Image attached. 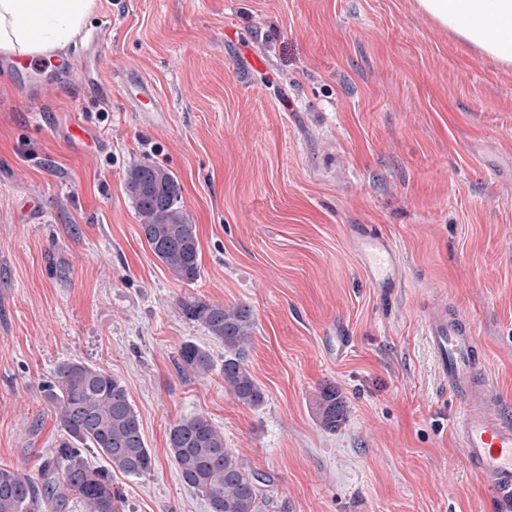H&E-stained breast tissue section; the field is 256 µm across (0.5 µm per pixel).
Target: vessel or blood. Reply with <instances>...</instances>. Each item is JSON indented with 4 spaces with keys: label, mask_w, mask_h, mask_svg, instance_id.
<instances>
[{
    "label": "vessel or blood",
    "mask_w": 512,
    "mask_h": 512,
    "mask_svg": "<svg viewBox=\"0 0 512 512\" xmlns=\"http://www.w3.org/2000/svg\"><path fill=\"white\" fill-rule=\"evenodd\" d=\"M129 100L142 118L170 110L167 97L139 74L128 76ZM356 254L375 287L386 288L401 276L394 240L360 224L349 227ZM424 336L436 361L441 384L456 398L453 432L470 470L480 477L503 512H512V408L507 407L482 367L485 357L472 326L447 306L435 307L424 321Z\"/></svg>",
    "instance_id": "obj_1"
}]
</instances>
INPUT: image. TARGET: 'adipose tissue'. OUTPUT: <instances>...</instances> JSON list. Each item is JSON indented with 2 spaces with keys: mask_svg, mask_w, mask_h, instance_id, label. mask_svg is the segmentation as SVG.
<instances>
[{
  "mask_svg": "<svg viewBox=\"0 0 512 512\" xmlns=\"http://www.w3.org/2000/svg\"><path fill=\"white\" fill-rule=\"evenodd\" d=\"M462 42L512 65V0H417ZM95 0H0V53L31 57L65 50L82 33Z\"/></svg>",
  "mask_w": 512,
  "mask_h": 512,
  "instance_id": "adipose-tissue-1",
  "label": "adipose tissue"
}]
</instances>
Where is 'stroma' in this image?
Here are the masks:
<instances>
[{
	"mask_svg": "<svg viewBox=\"0 0 512 512\" xmlns=\"http://www.w3.org/2000/svg\"><path fill=\"white\" fill-rule=\"evenodd\" d=\"M109 97L25 102L0 70V465L35 473L62 438L42 386L76 359L125 384L154 465L114 474L125 512H208L182 481L170 427L203 415L266 512H500L467 468L455 407L424 339L427 309L461 313L512 405V67L465 45L417 0H97ZM171 110L137 118L121 82ZM107 122H100V112ZM170 169L197 226L200 277L176 280L142 237L125 181ZM391 236L404 278L367 279L347 227ZM251 308V407L219 371L178 369L196 342L185 296ZM353 345L329 354L330 328ZM346 405L336 430L321 389ZM127 78L134 85L133 89H126L127 98L144 120L161 118L170 112L169 99L159 93L150 81L138 73H129ZM319 421L327 430H336L345 420V404L334 385H325L317 402Z\"/></svg>",
	"mask_w": 512,
	"mask_h": 512,
	"instance_id": "1",
	"label": "stroma"
}]
</instances>
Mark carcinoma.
I'll return each instance as SVG.
<instances>
[{"label": "carcinoma", "instance_id": "carcinoma-1", "mask_svg": "<svg viewBox=\"0 0 512 512\" xmlns=\"http://www.w3.org/2000/svg\"><path fill=\"white\" fill-rule=\"evenodd\" d=\"M126 191L141 234L153 253L179 281L200 277L196 225L180 203V187L165 167L143 163L128 171ZM182 314L201 324L224 346V386L240 402L259 406L263 389L247 365V347L255 320L246 305H224L193 296L178 302ZM179 368L206 376L214 368L211 353L185 342ZM64 438L34 474L0 466V512H64L71 503L83 512H122L123 496L112 487L116 472L141 476L152 469L138 415L122 381L106 370L77 360L59 362L44 389ZM319 421L334 430L345 420V404L328 384L317 402ZM97 449L107 465L95 467L85 456ZM169 450L183 482L205 498L209 512H263L269 480L248 474L224 445V431L203 415L184 418L169 433Z\"/></svg>", "mask_w": 512, "mask_h": 512}]
</instances>
